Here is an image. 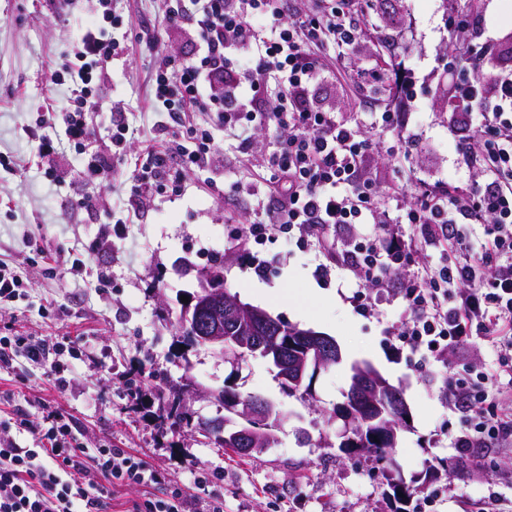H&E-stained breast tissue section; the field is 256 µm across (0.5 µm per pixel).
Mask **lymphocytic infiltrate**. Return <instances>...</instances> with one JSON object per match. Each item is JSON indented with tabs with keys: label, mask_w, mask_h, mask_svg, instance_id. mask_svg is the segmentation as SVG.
Segmentation results:
<instances>
[{
	"label": "lymphocytic infiltrate",
	"mask_w": 512,
	"mask_h": 512,
	"mask_svg": "<svg viewBox=\"0 0 512 512\" xmlns=\"http://www.w3.org/2000/svg\"><path fill=\"white\" fill-rule=\"evenodd\" d=\"M100 20L85 28L73 55L51 75L69 84L70 104L62 116L47 111L38 129L36 165L51 172L53 158L67 149L85 152L93 130L91 113L102 111L94 80L121 57L125 44L113 31L121 21L111 0H97ZM163 23L173 31H198L192 56L165 57L150 84V97L170 141L147 152L133 171L135 192L147 200L161 186L178 183L184 169L211 166L219 154L210 126L195 119L211 113L228 128L257 122L274 128L265 159L267 197L259 215L236 224L232 235L261 242L296 230L325 244L328 225H370L339 251L361 286L377 295L397 294L408 317L398 332L411 350L437 352L489 343L495 368L471 378L448 376L449 406L466 410L468 426L451 436L458 456L512 439V70L493 62L461 67L448 91V109L459 132L458 151L482 176L462 193L443 183L395 184L404 205L380 208L375 157L386 152V135L396 147L412 145L396 112L376 119L382 136L366 137L356 124L342 123L316 107L311 89L327 71L322 53L331 44L351 50L363 27L351 16L358 0H307L305 9L288 0H163ZM405 224L408 237L391 235L389 224ZM478 224L483 234L466 239L460 228ZM447 242L454 261L391 290L392 276L414 265L424 246ZM63 348L26 336H0V369L17 358L44 367L58 390L70 384ZM157 471L125 448H84L69 417L55 412L36 447L0 438V512H107L105 487L160 483Z\"/></svg>",
	"instance_id": "1"
}]
</instances>
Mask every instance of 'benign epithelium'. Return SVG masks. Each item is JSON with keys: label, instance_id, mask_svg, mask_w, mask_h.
Returning a JSON list of instances; mask_svg holds the SVG:
<instances>
[{"label": "benign epithelium", "instance_id": "1", "mask_svg": "<svg viewBox=\"0 0 512 512\" xmlns=\"http://www.w3.org/2000/svg\"><path fill=\"white\" fill-rule=\"evenodd\" d=\"M181 324L202 345L230 353L237 359L249 354L268 359L276 368L278 379L294 390L341 360L332 337L289 326L265 310L224 293L223 277L217 270L200 275L199 289L183 310ZM347 396L342 405L344 411L337 414L344 421L347 437L351 436L353 422L346 409L352 406L379 409L381 397L401 411H408L402 388L391 384L377 371L359 374ZM236 407V415L244 423L219 428L224 445L252 457L264 453L274 439L269 425L274 408L259 398H239Z\"/></svg>", "mask_w": 512, "mask_h": 512}]
</instances>
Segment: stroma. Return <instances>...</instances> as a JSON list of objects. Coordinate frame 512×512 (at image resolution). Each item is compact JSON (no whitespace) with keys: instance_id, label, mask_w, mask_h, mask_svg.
<instances>
[{"instance_id":"obj_1","label":"stroma","mask_w":512,"mask_h":512,"mask_svg":"<svg viewBox=\"0 0 512 512\" xmlns=\"http://www.w3.org/2000/svg\"><path fill=\"white\" fill-rule=\"evenodd\" d=\"M112 10L132 27L123 58L101 77L100 94L121 107L127 148L119 154L112 146V112L92 115L89 149L104 168L92 179L79 176L76 155L74 172L59 183L37 171L36 143L24 130L46 106L67 107L68 87L47 81L94 20L95 8L91 0H71L65 8L60 0H0V153L18 164L17 171L0 170V259L29 281L25 296L0 308V336L79 349L62 392L22 358L0 372V409L29 421L14 440L35 446L48 413L66 412L83 447L130 449L161 475L162 487L185 485L192 467L212 473L211 482L191 493L202 507L223 498L224 512H412L435 491L445 500L444 512H478L491 490L499 493L498 512H512V446L476 449L463 475L446 465L455 454L448 437L465 426L466 416L449 407L444 379L484 368L487 343L448 352L441 362L408 351L394 356L390 341L404 317L400 301L383 299L361 313L351 299L352 272L319 277L316 269L326 258L298 232L260 245L231 235V225L254 219L264 202L261 160L273 148L274 131L257 128L245 158L237 130H215L221 168L186 170L176 188L154 193L145 209H128L136 159L161 142L150 75L163 56H187L193 39L165 30L158 0H112ZM457 11L469 16L468 33L448 29L445 20ZM143 30L158 49L141 42ZM488 35L502 42L512 36V0H376L358 50L327 49L336 76L314 94L338 121L358 124L374 139L378 112L389 106L404 112L418 147L410 155L381 156L386 183L443 180L464 189L472 173L457 154L444 90L457 73L452 46L465 38L479 45ZM404 42L407 77L418 97L388 105L356 75L393 58L394 44ZM233 182L237 192L223 195ZM119 219L123 236L104 242L105 230ZM76 258L85 261L87 274H71ZM214 266L225 290L242 302L335 339L342 360L317 376L313 400L283 391L265 358L234 360L208 346L183 345V298L196 290L199 272ZM355 363L371 364L404 390L410 422L392 456L404 476L426 475L422 490L405 503L395 504L381 465L340 447L343 422L333 411L344 401ZM227 386L286 412L277 444L263 455L238 456L188 428L160 429L169 395L180 393L197 422L223 415L218 395Z\"/></svg>"}]
</instances>
